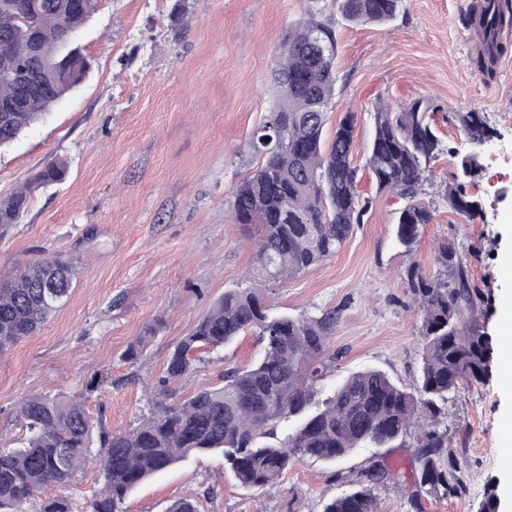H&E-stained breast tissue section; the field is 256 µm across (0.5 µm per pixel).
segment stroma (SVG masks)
Listing matches in <instances>:
<instances>
[{"label": "stroma", "instance_id": "obj_1", "mask_svg": "<svg viewBox=\"0 0 512 512\" xmlns=\"http://www.w3.org/2000/svg\"><path fill=\"white\" fill-rule=\"evenodd\" d=\"M472 0H403L385 25L343 20L334 0H97L78 33L91 68L37 124L0 149V197L29 183L48 162L66 167L62 183L34 192L20 222L0 239V277L30 259L66 254L78 274L66 304L37 335L0 356V448L25 435L18 417L32 395H75L93 370L124 379L94 393L87 406L123 431L148 410L173 345L225 291L246 277L257 230L232 223L235 186L260 166L245 144L274 102L271 70L288 31L309 14L336 32L338 75L328 124L357 115L353 163L372 205L343 248L321 265L276 285V308L316 316L336 309L329 342L339 355L323 380L332 390L352 373L375 368L414 390L421 366V319L410 303L409 273L433 277L439 246L454 244L473 282L492 302L475 326L505 343L511 335L512 49L493 77L474 61L483 46L465 23ZM442 105L437 129L456 155L432 160L422 199L434 211L413 252L393 232L399 197L377 191L365 164L377 101L400 109L415 99ZM478 111L496 131L479 155L474 219L448 206L446 186L458 156L471 150L456 120ZM155 329L143 363L123 354ZM255 335L240 336L223 361L206 357L177 386L188 397L221 384L226 369L250 365ZM498 358L485 382L462 386L440 418L448 460L462 494H422L423 512H477L489 485L512 486V463L498 453L512 427V383ZM383 457L399 483L377 490L383 512H412L406 486L418 464L412 447L360 449L336 465L303 461L272 487L244 489L224 472L221 455L193 456L130 491L123 512H165L183 496L203 512H321L350 489L370 456Z\"/></svg>", "mask_w": 512, "mask_h": 512}]
</instances>
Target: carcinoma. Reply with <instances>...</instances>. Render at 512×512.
Instances as JSON below:
<instances>
[{
  "mask_svg": "<svg viewBox=\"0 0 512 512\" xmlns=\"http://www.w3.org/2000/svg\"><path fill=\"white\" fill-rule=\"evenodd\" d=\"M338 11L356 24L393 20L401 0H337ZM92 11L81 0H0V148L12 144L38 123L91 67L76 34ZM476 28L485 52L477 70L505 53L497 32L512 22L508 0H482L466 17ZM334 29L312 18L288 31L271 80L275 103L253 130L248 148L263 158L260 167L235 187L234 223L260 228L249 271L254 281L275 285L332 259L363 223L371 201L357 190L358 167L352 164L357 115L348 112L325 137L327 107L336 90ZM441 106L416 100L399 112L375 107L374 132L366 167L378 190L405 201L396 216L395 237L407 252L431 223V207L420 200L431 180L430 161L445 145L431 114ZM472 141L494 133L479 112L456 114ZM480 163L463 156L448 184V206L462 218L478 212L467 192L475 185ZM66 167L47 163L22 190L0 198V237L20 223L33 190L62 180ZM438 273L411 275L412 300L421 312L423 356L416 388L398 386L385 372L367 369L349 375L330 393L322 381L336 356L327 354L338 313L294 316L269 303L262 288L224 292L171 350L157 379L148 413L125 431L109 430L103 417L92 418L86 396L114 379L98 370L85 394L67 398L29 396L20 407L24 445L0 452V512H122L128 492L151 476L204 452L224 457V471L247 489L263 491L298 460L334 464L361 448H395L413 437L419 472L408 501L422 512L421 493L452 496L461 492L457 469L444 468L447 433L436 420L463 384L492 374L497 350L486 332L464 321L467 311L491 303V294L472 283L469 270L451 243L439 248ZM77 275L66 257L38 258L0 279V354L37 333L63 306ZM246 331L255 333L261 356L248 368L224 371L222 384L175 399L174 385L195 370L193 353L218 354ZM153 340L148 331L132 341L124 355L136 364ZM283 421L294 427L275 435ZM100 448L103 485L80 510L63 495L44 499L50 485H69L93 461ZM400 479L396 470L374 456L350 491L324 503L322 512H381L376 489ZM165 512H200L198 500L182 497Z\"/></svg>",
  "mask_w": 512,
  "mask_h": 512,
  "instance_id": "carcinoma-1",
  "label": "carcinoma"
}]
</instances>
